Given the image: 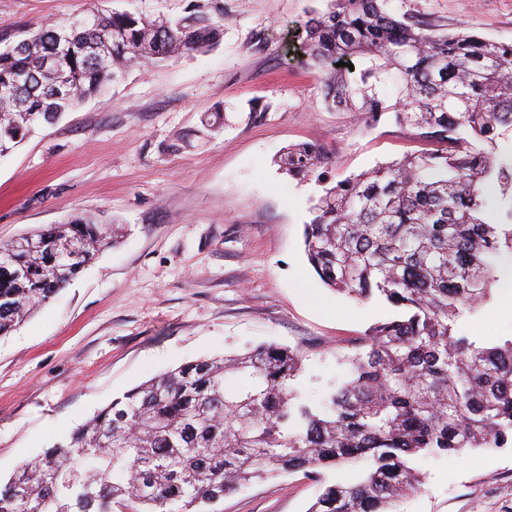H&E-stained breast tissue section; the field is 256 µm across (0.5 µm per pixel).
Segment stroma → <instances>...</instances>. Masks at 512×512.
<instances>
[{"mask_svg":"<svg viewBox=\"0 0 512 512\" xmlns=\"http://www.w3.org/2000/svg\"><path fill=\"white\" fill-rule=\"evenodd\" d=\"M188 0H0V35L92 12L183 15ZM210 51L131 66L108 95L37 129L0 158V243L93 214L124 236L51 301L0 337V480L125 391L178 365L259 343L300 349L296 382L317 398L341 358L394 315L324 284L303 230L322 193L277 163L288 146L329 154L336 182L418 150L385 117L327 110L301 62L302 24L328 0H223ZM397 17L512 42V0H389ZM463 330L512 336L494 296ZM402 512H512V447L418 461ZM316 485L296 473L257 482L221 512H307Z\"/></svg>","mask_w":512,"mask_h":512,"instance_id":"1","label":"stroma"}]
</instances>
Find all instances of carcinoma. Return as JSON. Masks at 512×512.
Wrapping results in <instances>:
<instances>
[{
  "label": "carcinoma",
  "instance_id": "1",
  "mask_svg": "<svg viewBox=\"0 0 512 512\" xmlns=\"http://www.w3.org/2000/svg\"><path fill=\"white\" fill-rule=\"evenodd\" d=\"M223 21L221 0H190L182 18L93 13L0 39V156L127 67L214 47ZM304 30L327 108L369 125L391 114L432 144L324 189L304 229L326 285L399 316L368 328L348 378L316 400L295 388L300 353L274 344L155 376L0 483V512H218L225 495L297 472L319 486L307 512H400L421 485L416 458L512 445V338L461 332L512 255V153L496 152L512 135V43L399 19L386 0H330ZM328 160L306 143L280 156L302 177ZM117 239L80 214L1 244L0 336ZM359 462L356 482L329 479Z\"/></svg>",
  "mask_w": 512,
  "mask_h": 512
}]
</instances>
